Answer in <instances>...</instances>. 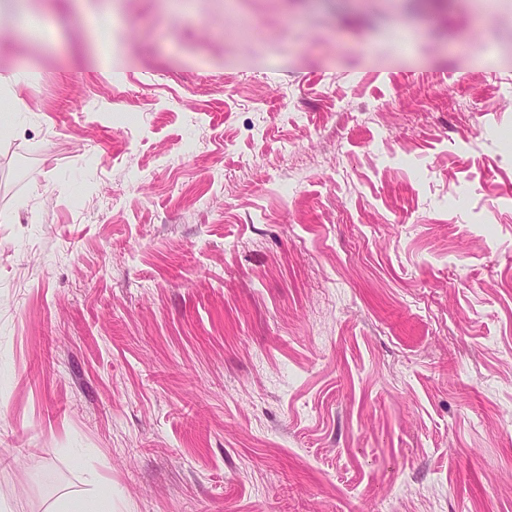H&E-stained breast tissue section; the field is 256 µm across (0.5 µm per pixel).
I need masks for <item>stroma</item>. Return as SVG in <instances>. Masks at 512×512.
Here are the masks:
<instances>
[{
	"instance_id": "1",
	"label": "stroma",
	"mask_w": 512,
	"mask_h": 512,
	"mask_svg": "<svg viewBox=\"0 0 512 512\" xmlns=\"http://www.w3.org/2000/svg\"><path fill=\"white\" fill-rule=\"evenodd\" d=\"M28 2L10 512H512V0ZM93 482V492L62 494L48 506L46 512H117L112 492L105 489L97 477Z\"/></svg>"
}]
</instances>
